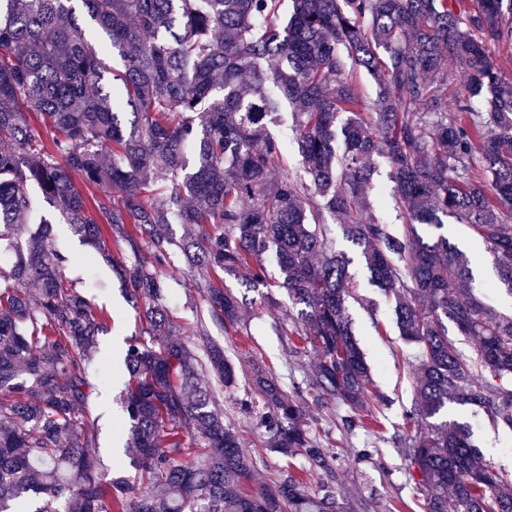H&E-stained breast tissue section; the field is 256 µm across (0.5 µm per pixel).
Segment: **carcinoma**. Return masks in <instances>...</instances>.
<instances>
[{"mask_svg": "<svg viewBox=\"0 0 512 512\" xmlns=\"http://www.w3.org/2000/svg\"><path fill=\"white\" fill-rule=\"evenodd\" d=\"M71 2L0 0V244L16 254L0 267V512L33 497L35 512H343L329 485L311 494L288 471L246 490L254 459L220 408L235 370L220 345L199 353L176 336L163 281L184 262L210 323L237 327L224 276L266 288L273 255L305 343L290 354L310 349L317 365L288 388L253 373L258 424L283 455L333 478L337 454L309 434L300 399L344 404L351 430L370 369L332 222L419 349L417 428L399 447L427 512H512V477L444 419L448 405H472L512 430V315L469 286L466 254L415 228L469 225L512 291V79L490 60L512 47V0H293L284 26L280 0H79L98 45ZM450 60L468 85L452 108ZM361 72L379 84L372 101ZM285 102L301 173L266 130ZM376 157L407 219L401 236L367 211ZM75 175L115 194L83 193ZM31 186L52 208L38 219ZM57 220L99 251L125 250L117 274L143 321L123 359L132 482L99 468L86 362L108 316L63 276ZM173 222L192 233L174 240Z\"/></svg>", "mask_w": 512, "mask_h": 512, "instance_id": "1", "label": "carcinoma"}]
</instances>
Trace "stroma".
<instances>
[{"label":"stroma","mask_w":512,"mask_h":512,"mask_svg":"<svg viewBox=\"0 0 512 512\" xmlns=\"http://www.w3.org/2000/svg\"><path fill=\"white\" fill-rule=\"evenodd\" d=\"M368 200L377 218L394 231H402L405 219L394 199L386 159L374 161ZM418 231L425 237L442 233L472 257L473 287L484 295L491 308L512 313V292L499 282L493 258L479 237L451 217L445 218L442 229L422 225ZM53 234L72 255L65 269L66 278L76 283L92 307L103 310L110 319L108 332L97 338L95 360L89 369L90 378L109 380L110 385L94 393L89 405L99 417L102 467L113 476L130 479L135 471L130 465L129 450L120 430L123 412L117 382L121 370L120 352L126 340L138 333L141 321L129 300L128 291L112 270V262L119 259L120 253L113 247L102 253L90 252L64 224L54 225ZM333 239L336 250L345 252L351 259L349 271L358 297L349 301V313L353 331L370 368L367 407L375 422L370 429L348 432L341 426L342 418L348 413L347 406L337 401L311 406L309 430L334 449L338 467L332 481L322 472L306 471L305 487L317 491L323 484H332L338 504L348 508L349 512H423L424 498L410 480L408 466L397 447L398 440L412 430L406 413L414 399L411 366L418 351L401 336L391 303L372 282L359 253L344 239L341 227H334ZM163 281L180 337L196 350L202 349L210 339L222 344L228 360L236 368L235 386L223 393L224 418L239 432L252 455L257 483L268 481L284 469L303 467L305 460L302 456L285 457L271 449L266 435L256 429L254 417L242 406L244 400L254 397L249 386L253 370H262L286 385L301 381L304 374L313 370V356L297 361L289 354L292 304L285 291L273 289L272 299L267 302L261 292L245 288L240 278H225V287L244 298L252 312L247 331L242 334L214 328L204 337L199 328L208 307L197 294L191 273L180 264L166 269ZM447 418L469 424L472 439L487 463L512 471V433L475 407L450 405Z\"/></svg>","instance_id":"obj_1"}]
</instances>
